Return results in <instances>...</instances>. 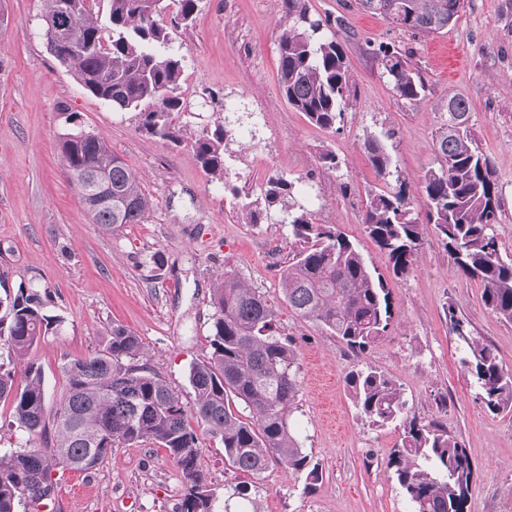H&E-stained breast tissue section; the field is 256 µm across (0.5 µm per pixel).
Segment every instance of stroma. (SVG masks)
I'll return each instance as SVG.
<instances>
[{
    "instance_id": "1",
    "label": "stroma",
    "mask_w": 512,
    "mask_h": 512,
    "mask_svg": "<svg viewBox=\"0 0 512 512\" xmlns=\"http://www.w3.org/2000/svg\"><path fill=\"white\" fill-rule=\"evenodd\" d=\"M309 14L344 22L337 38L350 62L356 97L339 130L312 124L279 89L278 44L289 24L283 0H197L191 26L179 23V0H166L182 57L174 113L176 142L153 137L132 112H118L84 90L49 52L42 0H0V297L19 286L46 293L56 332L29 354L41 366L48 407L68 391L65 362L94 355L112 325L136 333L144 363L190 400L191 365L210 353L213 286L235 272L261 291L280 330L298 352V396L290 427L318 462V481L271 463L256 485L261 512H411L388 461L401 422L377 427L358 415L346 385L365 365L398 380L409 416L446 425L474 468L466 512H512V413H490L444 310L454 306L475 336L493 345L512 371V323L482 300L480 282L457 273L434 231H426L415 263L394 275L387 255L363 223L367 193L386 183L372 168L367 137L385 143L392 171L406 180L416 211L420 186L437 164L436 135L449 98L466 97L476 144L494 166L500 190L495 232L512 254V0H464L457 21L435 34H415L360 9L357 0H300ZM388 44L423 77L414 102L391 89L369 45ZM241 104L253 118L232 127L225 154L227 182L212 179L194 142ZM98 133L143 178L152 207L141 224L104 231L91 219L58 155L67 113ZM332 151L338 169L324 166ZM276 174L300 182L316 223L332 224L358 246L391 292L393 319L366 352L346 348L314 322L297 316L280 273L300 243L288 225L246 223L231 195H260ZM162 253L165 265L150 257ZM199 466L215 489L216 512H249L233 497L242 474L224 461L219 438L198 427ZM183 479L165 451L142 443L117 449L91 473L65 471L54 512H172Z\"/></svg>"
}]
</instances>
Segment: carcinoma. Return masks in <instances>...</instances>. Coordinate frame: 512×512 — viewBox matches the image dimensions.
Instances as JSON below:
<instances>
[{"label": "carcinoma", "mask_w": 512, "mask_h": 512, "mask_svg": "<svg viewBox=\"0 0 512 512\" xmlns=\"http://www.w3.org/2000/svg\"><path fill=\"white\" fill-rule=\"evenodd\" d=\"M76 53L55 55L94 97L118 111H134L140 127L165 140L174 139L172 115L181 110L177 94L181 58L163 19L164 0H107L109 26L100 23L90 0H71ZM463 0H360L365 11L388 17L414 33L448 27ZM295 16L279 41V85L288 103L323 129H334L350 106L355 88L347 57L336 36L326 33L328 20L316 18L285 0ZM381 75L402 99L416 101L425 84L406 56L388 45L369 50ZM252 113L224 116V123L195 142L205 171L224 181L227 127L241 125ZM59 137L65 171L92 222L106 230L140 224L150 210L141 176L97 134L83 135L74 114ZM365 148L377 175H390L391 156L371 137ZM437 168L422 176L426 222H421L403 180L389 190L371 191L366 200L365 229L392 264L405 272L417 259L427 226L441 237L457 272L479 281L484 305L512 323V255L504 256L494 233L500 193L490 158L474 146L470 104L448 99L439 128ZM89 171L106 177L105 202L86 192L79 177ZM248 223L274 220L291 226L303 243L282 269L288 306L363 353L381 340L393 318L390 290L371 271L363 254L334 226L318 224L295 197L286 176L272 177L261 196L252 199L232 189ZM209 355L190 366L192 398L183 401L154 370L141 363L139 337L112 325L108 345L99 353L63 365L69 388L55 413L47 415L42 369L26 363L21 383L0 364V400L12 402L16 427L25 444L0 455V512L29 509L25 491L36 493L42 512H51L58 470L87 472L112 457L114 450L140 442L166 451L183 477L182 498L174 512H215L216 492L200 468L195 425H204L224 445V460L237 473L255 478L273 461L307 478L319 479L288 418L298 394L297 351L281 337L276 311L265 296L232 272H224L213 293ZM450 333L461 342V364L475 379L484 407L493 414L512 411V372L497 352L471 334L453 305L445 310ZM60 318L48 313L41 294L23 285L0 298V346L25 357L40 339L56 330ZM354 407L375 425L403 420L401 443L391 457L397 482L412 512H465L471 493L472 464L448 428L404 417L400 385L376 367L347 376Z\"/></svg>", "instance_id": "carcinoma-1"}]
</instances>
